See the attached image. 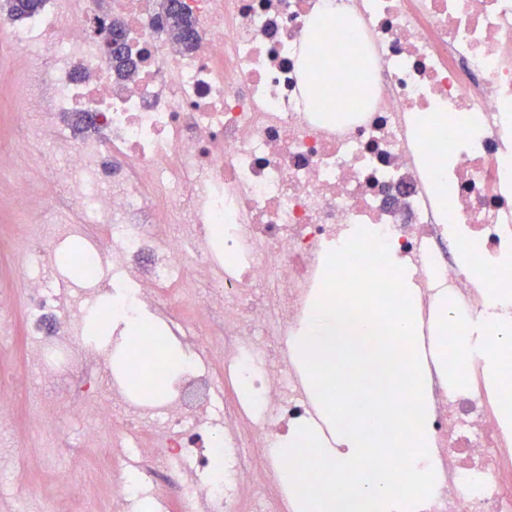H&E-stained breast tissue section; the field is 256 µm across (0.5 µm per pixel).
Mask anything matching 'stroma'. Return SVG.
Here are the masks:
<instances>
[{"instance_id":"stroma-1","label":"stroma","mask_w":512,"mask_h":512,"mask_svg":"<svg viewBox=\"0 0 512 512\" xmlns=\"http://www.w3.org/2000/svg\"><path fill=\"white\" fill-rule=\"evenodd\" d=\"M13 28V22H0V139L6 140L38 120L16 95L26 66L11 52ZM52 209L45 193L32 192L15 159L0 157V237L15 240L13 250L0 252V295L11 299L0 309V383L17 396L13 411L0 414V455L20 453L26 460L23 470L0 472V483L9 488L0 496V512H72L69 490L55 479L59 472L81 488L85 512H113V499L132 470L123 462L105 468L94 449L83 447L82 432L92 418L75 415L58 390L44 387L26 355V294L18 262L55 235Z\"/></svg>"}]
</instances>
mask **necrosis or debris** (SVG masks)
I'll return each instance as SVG.
<instances>
[{"label": "necrosis or debris", "mask_w": 512, "mask_h": 512, "mask_svg": "<svg viewBox=\"0 0 512 512\" xmlns=\"http://www.w3.org/2000/svg\"><path fill=\"white\" fill-rule=\"evenodd\" d=\"M46 0L16 31L28 61L25 103L44 124L86 112L92 136L63 133L25 171L58 189L84 218L39 244L28 277L29 355L51 383L82 398L103 356L81 347L83 311L111 285L132 316L166 302L169 331L190 316L214 325L208 368L188 363L171 398L145 404L121 387L94 403L118 428L136 411L147 459L118 497L162 508V485L208 512H290L293 490L269 448L322 407L293 339L322 286L325 258L363 226L381 233L412 275L417 335L431 339L436 297L497 320L512 279V0H181L196 44L171 46L153 20L161 0ZM337 20L371 67L364 107L336 114L304 95L303 49L315 21ZM118 20L135 67L117 79L98 31ZM78 240L87 269L79 295L59 255ZM223 370L216 384L215 370ZM448 385L430 365L428 428L443 472L416 512H512V426L501 417L512 385ZM224 451V483L201 480ZM272 491L255 498L256 483Z\"/></svg>", "instance_id": "1"}]
</instances>
